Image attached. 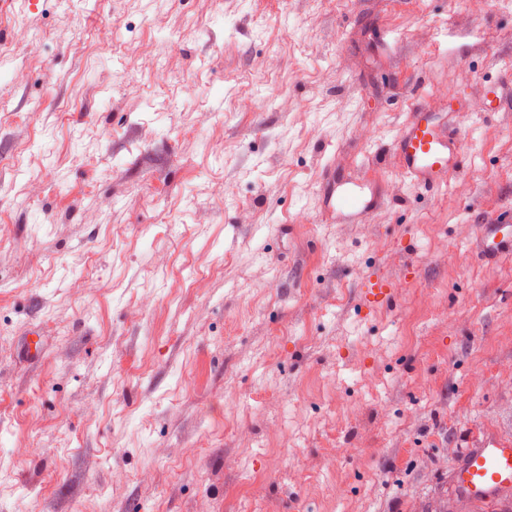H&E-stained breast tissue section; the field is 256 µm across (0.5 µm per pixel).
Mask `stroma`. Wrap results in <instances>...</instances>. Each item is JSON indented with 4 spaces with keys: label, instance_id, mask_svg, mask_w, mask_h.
I'll list each match as a JSON object with an SVG mask.
<instances>
[{
    "label": "stroma",
    "instance_id": "35a3bbf8",
    "mask_svg": "<svg viewBox=\"0 0 512 512\" xmlns=\"http://www.w3.org/2000/svg\"><path fill=\"white\" fill-rule=\"evenodd\" d=\"M0 56V512H506L448 477L512 439V0H0ZM328 169L385 206L325 221ZM487 100L490 101L488 109L499 111L512 108V82L493 84L487 93ZM461 141L450 120L419 102L412 120L393 139L401 172L428 191L439 189L459 164ZM475 249L485 258L512 254V220L501 218L493 224H480L475 237ZM362 297L367 308H376L388 301L391 287L387 280L377 275H368L361 284Z\"/></svg>",
    "mask_w": 512,
    "mask_h": 512
}]
</instances>
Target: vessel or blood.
Returning a JSON list of instances; mask_svg holds the SVG:
<instances>
[{"label": "vessel or blood", "instance_id": "obj_1", "mask_svg": "<svg viewBox=\"0 0 512 512\" xmlns=\"http://www.w3.org/2000/svg\"><path fill=\"white\" fill-rule=\"evenodd\" d=\"M493 111L512 108V82L493 84L487 93ZM394 153L401 172L426 190L439 189L459 164L462 144L451 122L418 103L411 121L393 139ZM339 190L323 195L325 216L355 223L383 205L382 196L367 194L363 184L341 179ZM477 253L486 259L512 254V220L500 219L479 225L475 237ZM366 307L388 301L391 287L387 280L368 275L361 284ZM459 495L474 501L492 503L512 490V440L486 438L461 451V463L454 475Z\"/></svg>", "mask_w": 512, "mask_h": 512}]
</instances>
